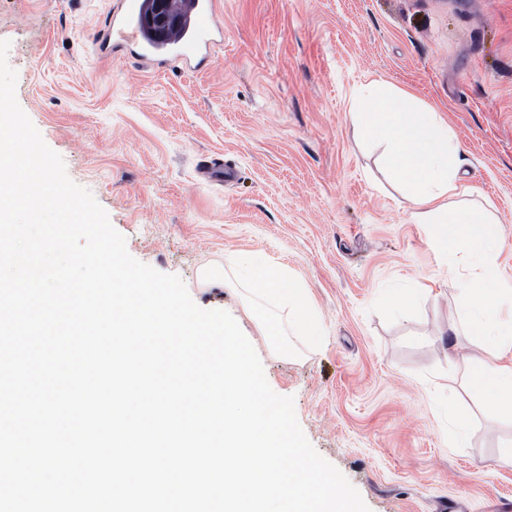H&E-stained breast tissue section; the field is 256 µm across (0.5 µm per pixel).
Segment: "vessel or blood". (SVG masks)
Returning a JSON list of instances; mask_svg holds the SVG:
<instances>
[{"mask_svg": "<svg viewBox=\"0 0 512 512\" xmlns=\"http://www.w3.org/2000/svg\"><path fill=\"white\" fill-rule=\"evenodd\" d=\"M182 9L186 17L181 30L173 38L160 40L151 36L143 25L144 0H123L98 39L108 42L114 34L125 33L136 46L135 58L144 65L162 68L174 59L188 69H204L211 62L213 45L224 34L217 22L218 0H187Z\"/></svg>", "mask_w": 512, "mask_h": 512, "instance_id": "b4317fda", "label": "vessel or blood"}]
</instances>
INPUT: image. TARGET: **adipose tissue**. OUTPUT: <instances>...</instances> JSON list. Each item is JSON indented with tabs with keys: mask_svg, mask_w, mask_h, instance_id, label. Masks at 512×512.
Listing matches in <instances>:
<instances>
[{
	"mask_svg": "<svg viewBox=\"0 0 512 512\" xmlns=\"http://www.w3.org/2000/svg\"><path fill=\"white\" fill-rule=\"evenodd\" d=\"M350 118L363 136L381 148L386 171L403 185L416 210L415 223L433 224L432 245L449 261L463 265L485 283L461 309L448 314V330L467 327L479 338L470 377L497 412L512 417V281L501 277L496 260L501 234L496 219L467 207L449 209L448 199L468 195L460 172L463 160L448 124L437 108L418 103L396 88L375 83L355 99ZM255 298L287 311L288 326L298 335L316 338L315 308L287 266L252 254L227 259Z\"/></svg>",
	"mask_w": 512,
	"mask_h": 512,
	"instance_id": "adipose-tissue-1",
	"label": "adipose tissue"
}]
</instances>
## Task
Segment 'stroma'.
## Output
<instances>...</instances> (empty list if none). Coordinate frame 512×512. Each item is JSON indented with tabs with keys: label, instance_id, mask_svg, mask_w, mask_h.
I'll return each mask as SVG.
<instances>
[{
	"label": "stroma",
	"instance_id": "35a3bbf8",
	"mask_svg": "<svg viewBox=\"0 0 512 512\" xmlns=\"http://www.w3.org/2000/svg\"><path fill=\"white\" fill-rule=\"evenodd\" d=\"M119 0H0L17 100L69 178L89 189L129 253L228 311L270 387L295 398L314 448L370 512H512V419L444 378L466 379L475 336L446 329L470 285L412 223L413 203L349 118L356 88L393 84L438 108L465 160L470 202L500 221L512 276V0H219L224 40L201 71L98 53ZM220 158L230 183L203 179ZM287 264L319 315L316 340L280 350L229 254ZM226 285H206V268ZM414 289L403 313L391 295ZM445 386L448 388V420L458 435H465L469 428V422L462 418L454 408V400L458 392L457 379L448 376V383Z\"/></svg>",
	"mask_w": 512,
	"mask_h": 512
}]
</instances>
